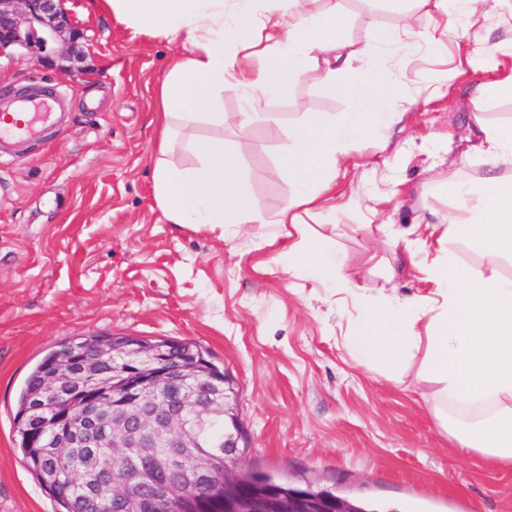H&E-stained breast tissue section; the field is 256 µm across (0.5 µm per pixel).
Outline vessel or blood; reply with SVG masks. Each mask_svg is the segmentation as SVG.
I'll return each mask as SVG.
<instances>
[{"mask_svg": "<svg viewBox=\"0 0 512 512\" xmlns=\"http://www.w3.org/2000/svg\"><path fill=\"white\" fill-rule=\"evenodd\" d=\"M66 121L59 91L0 94V157L18 154L37 129L60 128Z\"/></svg>", "mask_w": 512, "mask_h": 512, "instance_id": "1", "label": "vessel or blood"}]
</instances>
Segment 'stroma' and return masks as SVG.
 <instances>
[{
  "instance_id": "stroma-1",
  "label": "stroma",
  "mask_w": 512,
  "mask_h": 512,
  "mask_svg": "<svg viewBox=\"0 0 512 512\" xmlns=\"http://www.w3.org/2000/svg\"><path fill=\"white\" fill-rule=\"evenodd\" d=\"M85 35L83 74L0 58V91L41 78L67 97L68 125L40 133L26 154L0 162V512H57L23 463L13 424L21 387L62 341L102 334L191 340L223 367L244 437L241 468L288 483L312 482L389 512H512V469L488 471L448 446L430 409L436 387L415 370L386 382L355 359L347 337L363 304L414 292L392 273L389 239L370 226L364 180L400 181L393 229L448 211L449 172L474 179L484 165L466 155L469 89L488 80L469 69L454 41L442 50L398 51L385 63L409 77L417 103L404 131L362 142L336 174L337 193L359 206L304 218L307 234L351 262L352 289L337 294L318 273L290 277L287 234L263 241L257 224L220 235L167 223L154 199L156 91L170 46L132 37L125 25L67 0ZM353 46L393 26L390 0H344ZM461 77L447 83L448 70ZM224 129V144H250L240 160L257 210L277 212L294 189L281 171L288 126L302 110L345 118L356 100L313 77ZM374 253L376 266L360 265Z\"/></svg>"
}]
</instances>
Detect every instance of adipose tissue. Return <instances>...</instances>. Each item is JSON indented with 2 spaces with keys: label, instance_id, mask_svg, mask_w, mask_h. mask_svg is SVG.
<instances>
[{
  "label": "adipose tissue",
  "instance_id": "obj_1",
  "mask_svg": "<svg viewBox=\"0 0 512 512\" xmlns=\"http://www.w3.org/2000/svg\"><path fill=\"white\" fill-rule=\"evenodd\" d=\"M310 2L91 0L133 34L160 36L172 47L157 90L154 152L155 201L167 223L214 229L271 220L300 228L304 215L323 210L343 159L363 140L385 139L404 122V112L391 105L395 87L378 51L445 36L468 46L471 68L494 67L475 0H394L398 24L378 32L374 46L355 49L336 0L322 9ZM423 17L428 27H418ZM308 67L321 85L355 95L359 105L341 120L307 112L289 127L283 169L296 188L270 219L253 206L218 131L251 120ZM228 83L241 91V108L231 115L224 111ZM496 99L512 100V71L472 91L471 150L487 165L483 175L474 181L449 176L451 210L432 213L411 235L392 239L404 267L423 274L431 290L365 303L349 337L359 357L380 362L390 376L418 359L420 373L438 387L434 412L449 441L492 470L512 468V278L431 250L461 240L478 252L512 257V124H493L483 115ZM196 127L215 134L185 138ZM179 143L197 164L172 163ZM288 250L296 258L292 276L315 271L326 275L329 287H350L346 260L315 247L306 234Z\"/></svg>",
  "mask_w": 512,
  "mask_h": 512
}]
</instances>
